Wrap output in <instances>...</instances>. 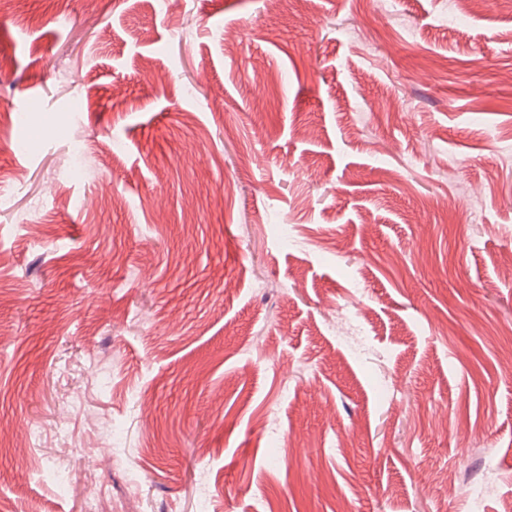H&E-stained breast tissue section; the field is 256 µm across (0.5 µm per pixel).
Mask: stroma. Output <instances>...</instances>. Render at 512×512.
I'll use <instances>...</instances> for the list:
<instances>
[{
	"instance_id": "stroma-1",
	"label": "stroma",
	"mask_w": 512,
	"mask_h": 512,
	"mask_svg": "<svg viewBox=\"0 0 512 512\" xmlns=\"http://www.w3.org/2000/svg\"><path fill=\"white\" fill-rule=\"evenodd\" d=\"M66 8L0 0V507L505 512L512 0Z\"/></svg>"
}]
</instances>
